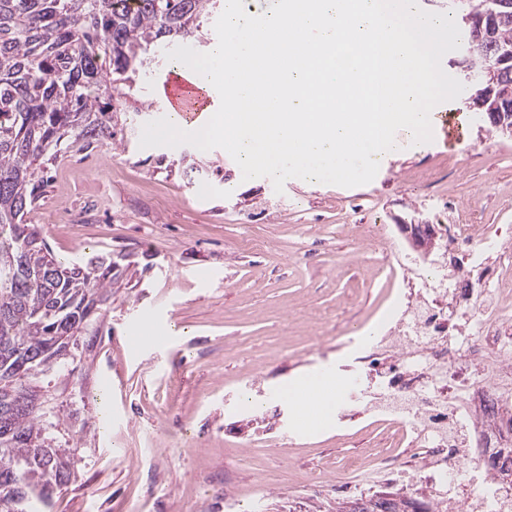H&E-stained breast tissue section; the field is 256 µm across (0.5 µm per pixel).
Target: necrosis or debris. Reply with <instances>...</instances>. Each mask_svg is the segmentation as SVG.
<instances>
[{
	"instance_id": "1",
	"label": "necrosis or debris",
	"mask_w": 512,
	"mask_h": 512,
	"mask_svg": "<svg viewBox=\"0 0 512 512\" xmlns=\"http://www.w3.org/2000/svg\"><path fill=\"white\" fill-rule=\"evenodd\" d=\"M460 250L468 267L449 277L440 263L419 268V283L397 295L381 340H396L403 358L385 380L388 396L406 413L387 418L396 448H375L380 474L398 483L418 478L451 512H512V493L502 490L500 469L512 458V408L501 392L505 378L487 364L512 344V309L491 304L490 295L512 294L504 273L512 253L488 259L474 250L477 235L494 229L470 224L432 225Z\"/></svg>"
}]
</instances>
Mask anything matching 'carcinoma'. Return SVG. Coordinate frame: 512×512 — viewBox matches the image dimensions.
<instances>
[{
  "label": "carcinoma",
  "instance_id": "cac0c4a2",
  "mask_svg": "<svg viewBox=\"0 0 512 512\" xmlns=\"http://www.w3.org/2000/svg\"><path fill=\"white\" fill-rule=\"evenodd\" d=\"M221 0H0V512H34L75 477V449L54 443L70 413L51 393L68 360L99 335L112 299V257H55L26 222L49 164L79 145L114 137L112 91L132 87L162 40L196 37ZM489 49L512 59V24L491 30ZM70 358H57L62 346ZM42 389L47 401L15 407L14 394ZM372 494L336 512H375ZM389 512H419L385 497Z\"/></svg>",
  "mask_w": 512,
  "mask_h": 512
}]
</instances>
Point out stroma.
<instances>
[{
  "label": "stroma",
  "instance_id": "35a3bbf8",
  "mask_svg": "<svg viewBox=\"0 0 512 512\" xmlns=\"http://www.w3.org/2000/svg\"><path fill=\"white\" fill-rule=\"evenodd\" d=\"M165 49L115 103V140L48 171L28 223L65 260L111 256L112 305L81 373L63 378L78 412L77 476L51 512H317L381 445L382 425L350 394L327 418L297 421L289 391L318 370L370 386L368 348L402 276L380 263L394 241L418 267L403 224H452L461 210L512 247V137L453 100L461 143L401 148L368 184L243 180L223 149L143 148ZM181 327L168 336L155 303Z\"/></svg>",
  "mask_w": 512,
  "mask_h": 512
}]
</instances>
